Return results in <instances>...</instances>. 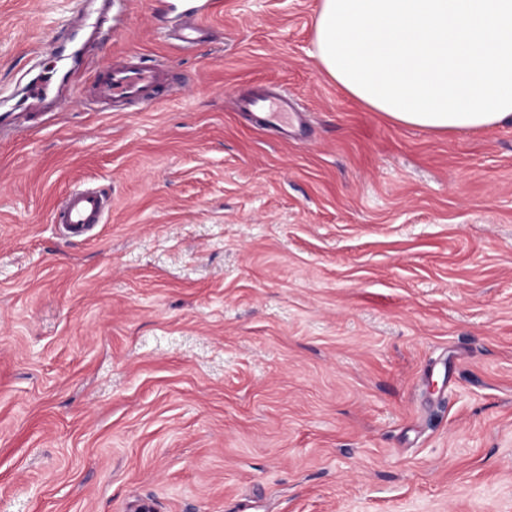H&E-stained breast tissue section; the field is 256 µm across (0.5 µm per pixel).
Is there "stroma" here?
<instances>
[{
	"label": "stroma",
	"instance_id": "35a3bbf8",
	"mask_svg": "<svg viewBox=\"0 0 512 512\" xmlns=\"http://www.w3.org/2000/svg\"><path fill=\"white\" fill-rule=\"evenodd\" d=\"M129 0L67 100L0 129V512H512V124L436 135L314 57L321 0ZM76 0H0V113ZM163 59L145 111L90 104ZM280 86L306 134L233 103ZM112 197L83 236L70 187ZM179 23L169 33L188 48L207 34L206 19L224 9L222 0H180ZM165 63L131 56L114 61L97 85V94L113 103L135 102L144 108L162 99L169 84ZM110 211L108 197L99 188L79 186L69 189L52 214V223L82 234L103 224Z\"/></svg>",
	"mask_w": 512,
	"mask_h": 512
}]
</instances>
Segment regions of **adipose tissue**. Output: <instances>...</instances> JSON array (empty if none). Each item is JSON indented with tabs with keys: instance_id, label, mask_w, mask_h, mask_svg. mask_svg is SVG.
<instances>
[{
	"instance_id": "obj_1",
	"label": "adipose tissue",
	"mask_w": 512,
	"mask_h": 512,
	"mask_svg": "<svg viewBox=\"0 0 512 512\" xmlns=\"http://www.w3.org/2000/svg\"><path fill=\"white\" fill-rule=\"evenodd\" d=\"M314 45L337 85L395 122L512 123V0H321Z\"/></svg>"
}]
</instances>
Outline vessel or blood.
<instances>
[{"instance_id": "vessel-or-blood-1", "label": "vessel or blood", "mask_w": 512, "mask_h": 512, "mask_svg": "<svg viewBox=\"0 0 512 512\" xmlns=\"http://www.w3.org/2000/svg\"><path fill=\"white\" fill-rule=\"evenodd\" d=\"M180 21L171 34L182 47H190L207 34L206 20L224 9L223 0H180ZM52 72H45L25 87V96L33 106L44 103L52 85ZM169 84V71L165 63L131 56L113 62L106 76L97 85L98 95L113 103L134 102L149 108L158 103ZM238 109L255 116L258 124L273 130H288L300 117L290 102L287 91L258 89L241 96ZM110 210L104 192L93 186L69 189L52 214L53 223L82 234L94 225L103 223Z\"/></svg>"}]
</instances>
